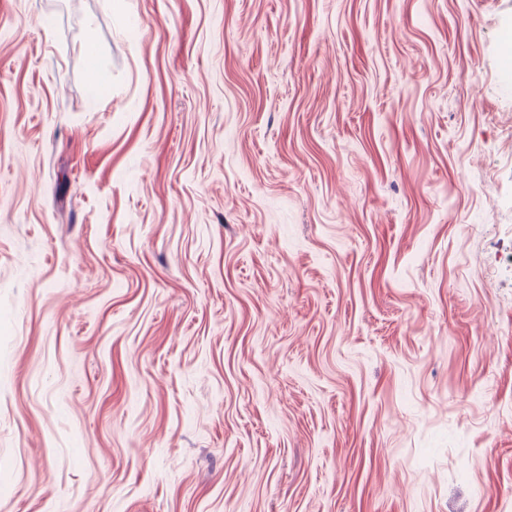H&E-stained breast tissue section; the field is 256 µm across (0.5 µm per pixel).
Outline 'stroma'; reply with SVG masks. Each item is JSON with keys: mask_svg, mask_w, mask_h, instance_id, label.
I'll return each instance as SVG.
<instances>
[{"mask_svg": "<svg viewBox=\"0 0 512 512\" xmlns=\"http://www.w3.org/2000/svg\"><path fill=\"white\" fill-rule=\"evenodd\" d=\"M511 59L512 0H0V512H512Z\"/></svg>", "mask_w": 512, "mask_h": 512, "instance_id": "35a3bbf8", "label": "stroma"}]
</instances>
